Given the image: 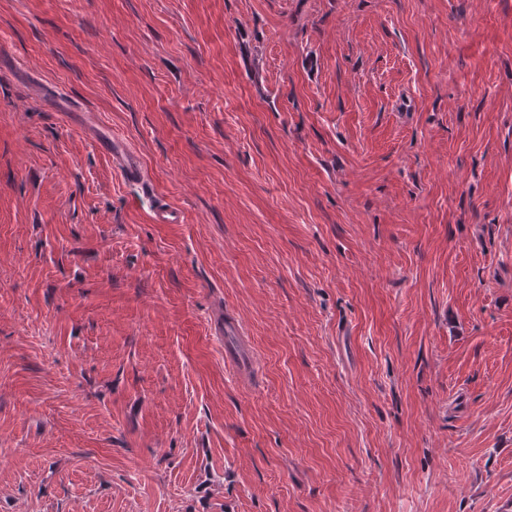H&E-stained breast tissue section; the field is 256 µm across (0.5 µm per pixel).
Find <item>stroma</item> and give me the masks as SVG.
Returning a JSON list of instances; mask_svg holds the SVG:
<instances>
[{
	"instance_id": "1",
	"label": "stroma",
	"mask_w": 512,
	"mask_h": 512,
	"mask_svg": "<svg viewBox=\"0 0 512 512\" xmlns=\"http://www.w3.org/2000/svg\"><path fill=\"white\" fill-rule=\"evenodd\" d=\"M0 48V512H512V0H0ZM112 163L126 180L144 185L148 182L140 156L115 141L112 142ZM142 198L148 201L153 208L155 222L158 224H180L183 222V214L177 207L166 203L153 194L152 187L146 191L143 189ZM210 335L224 345V365L240 378H247L254 370L253 345L239 320L224 308L210 316Z\"/></svg>"
}]
</instances>
